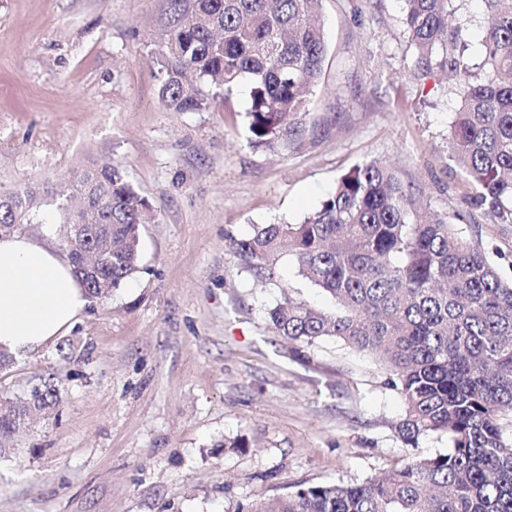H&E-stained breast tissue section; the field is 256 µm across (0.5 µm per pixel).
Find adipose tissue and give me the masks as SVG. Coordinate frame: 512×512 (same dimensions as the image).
Listing matches in <instances>:
<instances>
[{"instance_id": "adipose-tissue-1", "label": "adipose tissue", "mask_w": 512, "mask_h": 512, "mask_svg": "<svg viewBox=\"0 0 512 512\" xmlns=\"http://www.w3.org/2000/svg\"><path fill=\"white\" fill-rule=\"evenodd\" d=\"M88 305L67 255L27 235L0 237V352L20 358L45 347Z\"/></svg>"}]
</instances>
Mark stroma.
Wrapping results in <instances>:
<instances>
[{"instance_id":"35a3bbf8","label":"stroma","mask_w":512,"mask_h":512,"mask_svg":"<svg viewBox=\"0 0 512 512\" xmlns=\"http://www.w3.org/2000/svg\"><path fill=\"white\" fill-rule=\"evenodd\" d=\"M403 7L321 0L327 57L297 133L257 149L247 85L198 112L159 100L165 0H0V195L112 162L153 217L138 271L0 370V392L61 391L0 458V512H237L447 453L437 434L400 441L403 402L373 355L327 338L292 357L268 310L287 293L331 300L284 257L263 287L228 249L257 225L300 222L377 159L512 280V223L471 205L448 158L455 97L421 75Z\"/></svg>"}]
</instances>
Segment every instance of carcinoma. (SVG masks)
<instances>
[{
    "instance_id": "carcinoma-1",
    "label": "carcinoma",
    "mask_w": 512,
    "mask_h": 512,
    "mask_svg": "<svg viewBox=\"0 0 512 512\" xmlns=\"http://www.w3.org/2000/svg\"><path fill=\"white\" fill-rule=\"evenodd\" d=\"M453 0H404L403 23L418 67L455 79L458 106L448 127V158L472 187L473 203L512 219V0H484V62L471 63ZM316 0H167L152 63L158 95L173 112H197L249 83L247 141L286 142L305 93L326 57ZM103 197L97 222L112 225L102 271L117 288L138 267L149 204L117 166L104 165L41 191L13 194L3 224H30L50 196L62 212L75 196ZM415 193L392 169L372 160L337 181L297 224H261L230 243L261 282L274 284L286 253L297 275L337 305L329 313L292 299L268 311L273 331L294 352L334 338L376 356L400 395V440L448 437L444 455L348 485L299 487L239 512H512V283L491 256L459 237L440 215L419 217ZM60 399L45 383L4 398L0 439L33 411Z\"/></svg>"
}]
</instances>
